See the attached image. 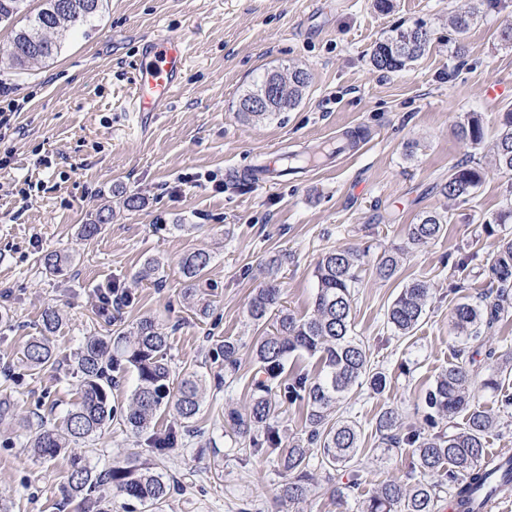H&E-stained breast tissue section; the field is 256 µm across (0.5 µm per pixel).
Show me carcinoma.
<instances>
[{
	"label": "carcinoma",
	"mask_w": 512,
	"mask_h": 512,
	"mask_svg": "<svg viewBox=\"0 0 512 512\" xmlns=\"http://www.w3.org/2000/svg\"><path fill=\"white\" fill-rule=\"evenodd\" d=\"M24 0H0V23L9 22L22 10ZM99 0H43L41 8L28 19L12 40L6 58L14 68L52 57L61 48V38L71 24L93 15ZM476 11L453 12L450 27L457 34L453 53H466L463 36L477 23ZM426 24L418 22L409 28H396L379 40L371 54L372 64L381 71H397L419 60L429 47L431 36L422 34ZM276 80L288 81V101L272 98L260 109L252 102ZM310 84V75L299 67L277 70L264 75L254 88L239 100L238 114L246 121L262 123L278 113L297 106ZM456 135L473 147L484 138L482 119L471 115L458 123ZM496 167L512 175V109L501 113L495 141ZM485 178L484 169L477 166L454 167L448 180L441 184V192L453 200L467 201ZM111 214H101L92 224L80 225L84 240L97 237ZM448 215L431 211L409 225L408 239L414 245L426 244L438 238ZM365 254L348 248L326 251L315 268L317 293L313 314L298 318L280 308L281 288L276 278L251 298L247 313L255 323H265L275 317L274 330L259 337L252 347L257 364L251 380L252 398L243 410H232L225 415L234 437L249 440L245 453L251 456L274 457L281 478L279 491L290 503L306 501L314 491L322 488L311 460L321 458L320 467L350 474L347 483H338L328 477L331 495L344 499L358 487L360 473L359 450L361 428L354 420L335 418L336 405L345 400L356 386L367 384L376 394L387 388V376L374 368L369 349L355 336L352 321L354 288L357 269L364 264ZM207 252L194 251L179 261L183 277L190 283L198 281L209 266ZM70 263V256L50 252L43 264L54 273H62ZM397 253L385 252L374 265L382 279H391L397 272ZM489 286L497 289V300L484 306L469 301L455 305L452 323L464 346L453 350L448 366L444 368L426 392L427 428L406 426L393 408L382 409L375 421L385 450L409 448L415 459L419 477L405 484L389 479L374 495L363 500L360 512H440L442 495L449 492L460 498L461 512H479L481 502L494 495L512 494V457L503 464L488 456L486 443L496 429V421L476 402V388L501 393L500 404L512 406V395L501 392V377L512 370V354L505 364L492 363L496 349L485 347L483 333L490 329L509 308L512 290V238L500 241L493 263L489 267ZM430 296V285L416 279L406 284L387 311V322L399 336H411L420 326ZM61 321L60 313L46 308L41 316L40 335L27 342L23 353V368L33 372L57 361L58 354L49 336ZM169 336L163 324L151 316L142 317L133 331L115 336H88L76 354L81 373L78 400L60 421L43 423L30 435L25 447L33 458L52 461L68 455L69 468L65 489L69 499L89 503L95 512H112L111 502L101 495L111 488L140 505L144 512H159L171 490L170 477L153 463L140 459L131 452L99 470L88 458L74 451L79 445L94 439L116 420L135 434L152 430L153 419L161 406L170 408L184 423H190L200 409L205 380L190 373L183 377L177 390L169 389L170 369L165 359ZM484 349L489 361L485 371L475 369V356ZM224 357V370L237 368L240 346L234 339H226L219 346ZM296 352L317 357L320 374L311 376L293 372L284 386L288 403L301 402L306 407V439L283 443L279 429V405L276 399L278 378L284 373L288 358ZM132 367L137 373V385L128 406L118 412L112 406L114 374ZM464 419L463 427L456 426L455 418ZM178 445L177 433L155 436V458L167 457Z\"/></svg>",
	"instance_id": "carcinoma-1"
}]
</instances>
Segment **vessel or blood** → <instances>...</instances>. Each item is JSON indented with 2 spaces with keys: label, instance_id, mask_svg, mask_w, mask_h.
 Listing matches in <instances>:
<instances>
[{
  "label": "vessel or blood",
  "instance_id": "b4317fda",
  "mask_svg": "<svg viewBox=\"0 0 512 512\" xmlns=\"http://www.w3.org/2000/svg\"><path fill=\"white\" fill-rule=\"evenodd\" d=\"M190 59V49L179 36L161 33L146 41L135 67L132 111H164L180 89Z\"/></svg>",
  "mask_w": 512,
  "mask_h": 512
}]
</instances>
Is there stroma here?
<instances>
[{"mask_svg": "<svg viewBox=\"0 0 512 512\" xmlns=\"http://www.w3.org/2000/svg\"><path fill=\"white\" fill-rule=\"evenodd\" d=\"M474 7L480 17L464 36L467 52L455 56L448 14ZM418 21L432 31L425 55L398 72L374 68L375 43ZM510 25L512 0H392L387 12L374 0H101L53 58L20 72L1 67L0 80L11 84L23 110L18 134L0 140V156L12 155L0 170V311L10 317L0 327V400L35 428L62 417L78 397L75 355L84 338L131 331L152 315L169 331L171 383L189 372L206 380L190 426L168 411L155 419V433L182 436L159 462L177 484L164 512H357L384 480L412 481L410 450L384 451L374 422L381 408L392 407L405 425L422 424L425 394L459 343L451 310L460 300L488 296L497 247L512 238V223L493 221L512 207V178L499 174L494 160L505 106L484 96L487 85L512 82V43L498 38ZM161 31L190 46L182 90L169 111H127L134 62L144 40ZM293 65L311 77L299 105L269 122L241 121L237 102L253 81ZM472 113L485 130L474 148L455 135ZM339 141L347 148L328 163L275 184L230 179L269 154L319 152ZM411 141L418 149L410 156ZM472 161L486 171L482 185L464 204L444 197L440 186L450 170ZM27 177L38 188L25 200L17 183ZM125 193L143 198V207L122 208ZM106 208L111 224L95 239L79 240L78 225ZM435 210L449 213L443 234L410 244L408 226ZM342 246L367 254L352 317L388 385L380 395L356 387L336 407L338 416L361 425L366 467L358 490L344 502L322 489L289 505L278 496L273 463L245 457L225 437L224 413L250 401L251 346L264 332L247 316L252 296L275 277L283 308L310 316L316 264ZM394 248L399 271L380 279L373 266ZM54 250L73 256L65 275L40 263ZM194 250L211 256L203 314L185 299L178 265ZM461 257L469 261L462 273L450 264ZM151 258L163 262L155 283L137 277ZM416 278L431 288L425 314L414 335H394L387 309ZM455 282L459 291L449 292ZM108 285L125 292L121 310L96 302L97 290ZM49 306L63 317L53 337L61 366L6 375ZM227 337L241 345L232 376L214 355ZM26 440L0 422V498L12 512H81L78 502L64 499L66 456L37 461ZM131 450L147 458L151 444L117 423L79 448L98 467Z\"/></svg>", "mask_w": 512, "mask_h": 512, "instance_id": "35a3bbf8", "label": "stroma"}]
</instances>
